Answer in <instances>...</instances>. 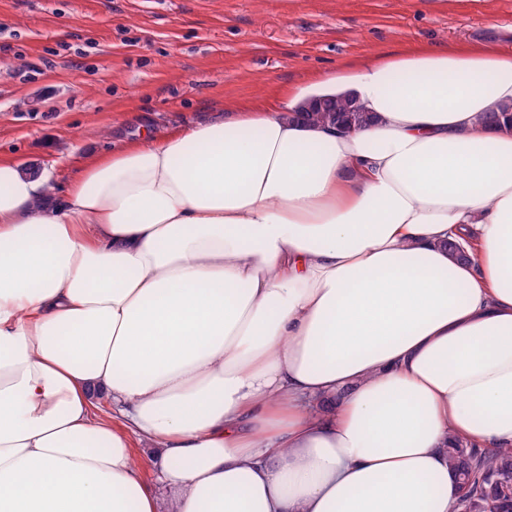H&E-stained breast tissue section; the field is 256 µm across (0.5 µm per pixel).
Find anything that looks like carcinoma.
<instances>
[{
  "label": "carcinoma",
  "mask_w": 512,
  "mask_h": 512,
  "mask_svg": "<svg viewBox=\"0 0 512 512\" xmlns=\"http://www.w3.org/2000/svg\"><path fill=\"white\" fill-rule=\"evenodd\" d=\"M310 122L330 123L348 132L369 122L368 113L342 97H332L320 108L302 113ZM448 461L456 471L466 512H512L505 492H512V448H466L456 442L448 447Z\"/></svg>",
  "instance_id": "carcinoma-1"
}]
</instances>
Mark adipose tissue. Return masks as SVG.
Returning <instances> with one entry per match:
<instances>
[{
  "label": "adipose tissue",
  "mask_w": 512,
  "mask_h": 512,
  "mask_svg": "<svg viewBox=\"0 0 512 512\" xmlns=\"http://www.w3.org/2000/svg\"><path fill=\"white\" fill-rule=\"evenodd\" d=\"M313 83L372 123L288 86L62 193L0 157V512H453L449 442L512 447V52ZM301 117L310 122L330 123L348 132L361 129L369 122L368 112L342 97H330L320 109L312 107ZM135 447L134 451L137 457L144 462L142 474L144 480L148 483L155 484L154 482H156L155 478L158 471V467L156 466L158 460L155 456V451L152 448H149L146 442H143L140 445H135ZM155 488L158 499L161 501L162 506L166 508L168 506L170 494L159 484H155Z\"/></svg>",
  "instance_id": "1"
}]
</instances>
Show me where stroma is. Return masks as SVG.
Masks as SVG:
<instances>
[{"label":"stroma","instance_id":"obj_1","mask_svg":"<svg viewBox=\"0 0 512 512\" xmlns=\"http://www.w3.org/2000/svg\"><path fill=\"white\" fill-rule=\"evenodd\" d=\"M512 49V0H0V155L56 188L142 130L416 43Z\"/></svg>","mask_w":512,"mask_h":512}]
</instances>
